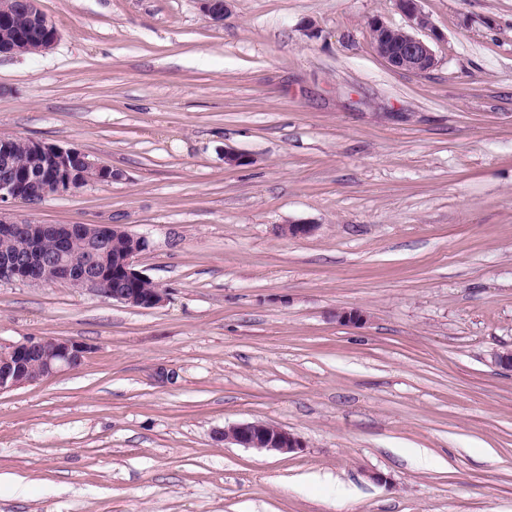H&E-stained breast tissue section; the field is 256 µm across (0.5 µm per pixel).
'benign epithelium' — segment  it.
I'll use <instances>...</instances> for the list:
<instances>
[{
    "mask_svg": "<svg viewBox=\"0 0 512 512\" xmlns=\"http://www.w3.org/2000/svg\"><path fill=\"white\" fill-rule=\"evenodd\" d=\"M18 11L33 27L46 22L38 8L37 0H19ZM422 0H397V6L413 27L428 26V19L421 9ZM202 13L211 20H222L228 12V0H200ZM377 54L391 67L413 73H426L437 65L430 43L403 28L397 42L388 41L390 26L381 19L369 22ZM33 155L42 160L36 180L41 184V197H28L22 192L21 180L29 178L32 171L11 163L12 141L0 137L7 169L0 177V234L23 233L27 251L19 256H0V280L28 284L50 285L66 282L74 288L89 291L116 302L140 309H155L166 301L163 289L138 288L146 280L137 269L141 256L149 248L147 237L126 231L115 224H42L32 218L19 220L13 217L11 204L17 200L31 205L49 195L73 193L93 181H112V168L101 164L89 155H83L85 172L77 176L69 167L75 148L29 141ZM50 237L59 246L52 256L42 254L41 242ZM123 238L125 247L112 258V262L96 259V266L82 271L74 270L63 261L66 249L78 242H100L108 238ZM122 276L135 283L131 288L107 287V274ZM87 347L82 343L62 337H29L21 342L0 344V393L38 382L65 370H76L83 362ZM224 441L252 448L259 452L292 453L303 447L302 441L288 430L268 423L243 422L224 429Z\"/></svg>",
    "mask_w": 512,
    "mask_h": 512,
    "instance_id": "7a95c632",
    "label": "benign epithelium"
}]
</instances>
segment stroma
Here are the masks:
<instances>
[{
  "instance_id": "obj_1",
  "label": "stroma",
  "mask_w": 512,
  "mask_h": 512,
  "mask_svg": "<svg viewBox=\"0 0 512 512\" xmlns=\"http://www.w3.org/2000/svg\"><path fill=\"white\" fill-rule=\"evenodd\" d=\"M228 5L38 0L57 43L0 58V137L113 173L17 213L146 236L167 294L0 283V343L87 348L0 393V512H512V0H422L424 74L395 0ZM373 43L377 54L391 67L413 73H426L437 65L436 55L430 43L405 28L386 25L380 18H372L369 22ZM391 29V30H390ZM397 41L396 43L388 42ZM221 435L225 442L259 452L288 454L304 448L295 434L282 427L262 422H243L225 427Z\"/></svg>"
}]
</instances>
